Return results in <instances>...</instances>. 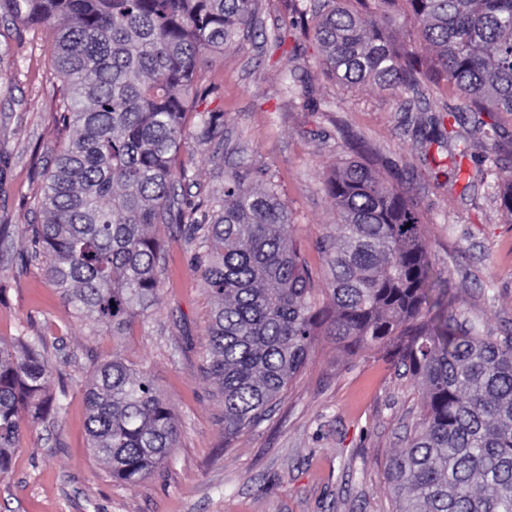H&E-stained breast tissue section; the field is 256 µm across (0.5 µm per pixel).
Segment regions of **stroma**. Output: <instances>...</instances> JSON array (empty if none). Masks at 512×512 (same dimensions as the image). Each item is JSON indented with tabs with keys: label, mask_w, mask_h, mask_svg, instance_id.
Instances as JSON below:
<instances>
[{
	"label": "stroma",
	"mask_w": 512,
	"mask_h": 512,
	"mask_svg": "<svg viewBox=\"0 0 512 512\" xmlns=\"http://www.w3.org/2000/svg\"><path fill=\"white\" fill-rule=\"evenodd\" d=\"M261 20L264 37L201 63L210 91L197 112L223 113L225 136L199 140L196 112L187 113L181 199L221 196L225 171L249 160L279 184L291 237L318 279L317 244L336 222L324 176L377 159L382 177L418 204L433 267L458 297V322L481 323L488 335L512 331V222L494 179L512 171V116L502 115L498 137L488 139L447 85L410 112L402 95L341 88L322 74L315 40L291 28L287 0H262ZM276 33L282 46L269 40ZM284 79L294 94L282 93ZM65 92L42 30L0 21V225L12 229L0 244V337L45 336L58 362L49 388L66 395L55 421L24 430L0 474V512H392L386 464L421 418L424 393L382 353L350 355L320 338L268 420L228 442L223 403L204 371L212 300L196 270L200 243L161 225L167 263L157 308L118 342L48 282L24 229L42 223V172L71 135L56 120ZM447 104L464 110L460 132L473 150L461 173L434 178L418 131ZM485 157L494 174L480 180ZM116 351L150 373L179 427L169 461L127 486L115 485L86 431L84 389L95 364Z\"/></svg>",
	"instance_id": "1"
}]
</instances>
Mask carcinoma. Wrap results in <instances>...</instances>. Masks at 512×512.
<instances>
[{"instance_id": "cac0c4a2", "label": "carcinoma", "mask_w": 512, "mask_h": 512, "mask_svg": "<svg viewBox=\"0 0 512 512\" xmlns=\"http://www.w3.org/2000/svg\"><path fill=\"white\" fill-rule=\"evenodd\" d=\"M312 23L323 70L350 90L420 98L442 79L468 101L485 137L512 116V0H289ZM408 19L432 53L398 51L390 29ZM0 17L54 31V75L70 91L59 121L75 136L46 170V220L26 233L65 303L120 340L155 310L161 244L181 224L206 243L197 271L213 301L205 373L224 401V439L260 425L304 368L319 337L355 354L379 348L426 392L422 419L388 463L393 512H512V333L484 336L455 319L458 298L429 258L417 204L352 160L325 190L336 224L320 242L327 267L316 299L290 240L277 185L243 160L224 178L218 209L183 206L176 182L184 115L200 92L204 56L258 25V0H0ZM197 136L224 126L197 113ZM459 111L430 120L423 143L470 155ZM42 336L0 338V474L25 422H48L65 395L49 391ZM94 455L119 485L145 479L176 447L173 412L151 376L113 352L85 391Z\"/></svg>"}]
</instances>
